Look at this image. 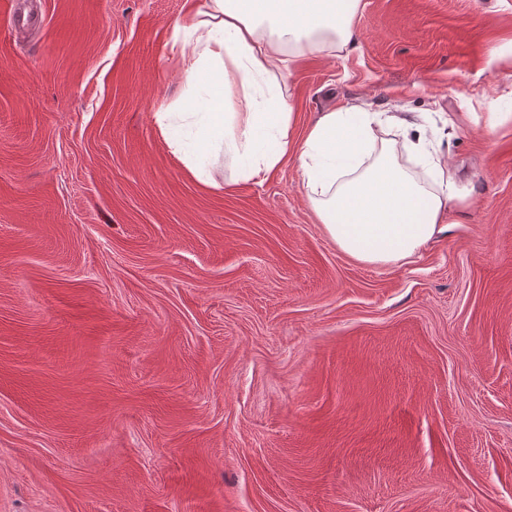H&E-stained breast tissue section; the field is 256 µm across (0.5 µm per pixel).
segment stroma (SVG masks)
<instances>
[{
    "label": "stroma",
    "mask_w": 512,
    "mask_h": 512,
    "mask_svg": "<svg viewBox=\"0 0 512 512\" xmlns=\"http://www.w3.org/2000/svg\"><path fill=\"white\" fill-rule=\"evenodd\" d=\"M185 6L0 0V512H512V0H361L297 53L293 137L401 113L452 174L395 266L296 155L215 190L169 153Z\"/></svg>",
    "instance_id": "obj_1"
}]
</instances>
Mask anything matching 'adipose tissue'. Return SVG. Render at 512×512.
Returning a JSON list of instances; mask_svg holds the SVG:
<instances>
[{"instance_id": "obj_1", "label": "adipose tissue", "mask_w": 512, "mask_h": 512, "mask_svg": "<svg viewBox=\"0 0 512 512\" xmlns=\"http://www.w3.org/2000/svg\"><path fill=\"white\" fill-rule=\"evenodd\" d=\"M360 0H191L172 31L183 86L155 119L164 144L206 184L229 159L250 180L296 154L309 202L337 246L352 258L389 266L416 255L446 231L455 197L440 157L420 142L432 182L404 166L394 144L379 139L378 113L347 106L321 113L301 142L291 137L286 78L289 48L347 51Z\"/></svg>"}]
</instances>
